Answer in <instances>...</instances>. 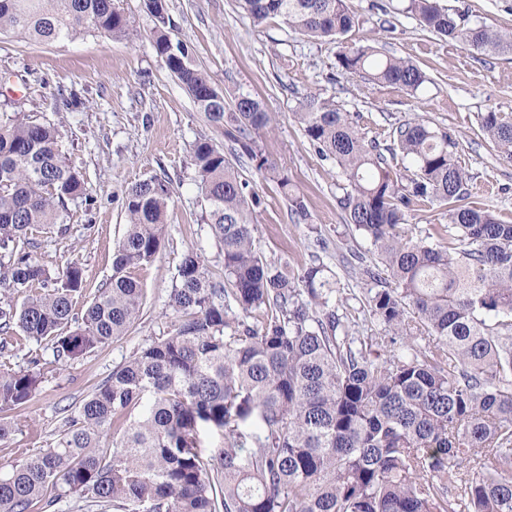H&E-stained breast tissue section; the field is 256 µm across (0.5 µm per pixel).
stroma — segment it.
I'll return each instance as SVG.
<instances>
[{"label": "stroma", "instance_id": "35a3bbf8", "mask_svg": "<svg viewBox=\"0 0 512 512\" xmlns=\"http://www.w3.org/2000/svg\"><path fill=\"white\" fill-rule=\"evenodd\" d=\"M133 31L128 38L81 33L51 43L23 34L0 33V105L46 118L61 134V150L86 181L84 196L68 201L61 227L40 234L32 257L50 271L71 260L84 269L86 296L112 276V252L126 215L123 198L134 183L158 176L170 187L164 239L154 261L139 270L144 311L136 328L83 359L46 375L18 421L14 448H45L92 388L113 370L172 330L168 306L176 268L187 251L200 254L221 275L224 254L209 225L191 146L211 140L257 190L262 204L253 214L257 249L267 260L302 272L323 264L349 299L356 336H380L367 322L362 301L375 284L360 273L376 261L371 241L346 224L339 200L346 177L322 159L297 122L304 97L336 101L362 135L388 144L392 125L422 121L448 131L472 176V202L512 223V162L483 139L479 115L493 109L512 121V54H488L424 30L405 10V0H351L359 22L343 43L372 45L381 54L415 62L428 77L413 95L358 76L341 74L340 44L305 37L280 19L254 24L239 0H165L173 37L193 46L198 65L226 102L241 95L263 100L274 126L259 144L287 171L304 195L307 220L291 214L287 197L210 126L153 48V18L142 0H117ZM467 27L512 29V0H439Z\"/></svg>", "mask_w": 512, "mask_h": 512}]
</instances>
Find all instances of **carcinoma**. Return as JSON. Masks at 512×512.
Instances as JSON below:
<instances>
[{"mask_svg": "<svg viewBox=\"0 0 512 512\" xmlns=\"http://www.w3.org/2000/svg\"><path fill=\"white\" fill-rule=\"evenodd\" d=\"M255 23L279 18L302 35L337 40L356 23L350 0H240ZM153 47L199 111L240 158L275 181L291 213L304 196L262 151L274 118L250 95L234 103L174 39L164 0H143ZM425 29L492 54L512 52V32L463 27L436 0H408ZM93 30L129 34L116 0H0V31L50 42ZM346 75L415 93L426 81L412 61L372 46H342ZM320 157L342 169L346 223L369 238L391 286L365 297L384 327L350 334L348 298L312 265L296 275L254 244L261 198L213 143L192 158L207 201L206 223L224 252L213 276L183 255L169 307L173 330L97 385L47 448H12L0 473V512H512V224L469 200V174L451 134L421 122L393 127L391 144L367 141L331 99L308 97L296 113ZM480 128L512 161V122L493 109ZM411 160L405 175L397 155ZM84 175L62 153L58 127L31 116L0 122V354L42 342L52 358L33 368L0 360V444L45 375L129 332L143 288L131 270L149 265L165 234L170 189L162 178L125 194L128 224L112 279L77 308L84 271L52 273L32 259V236L59 223ZM444 206V245L410 238L407 210ZM307 299H302V294Z\"/></svg>", "mask_w": 512, "mask_h": 512, "instance_id": "1", "label": "carcinoma"}]
</instances>
